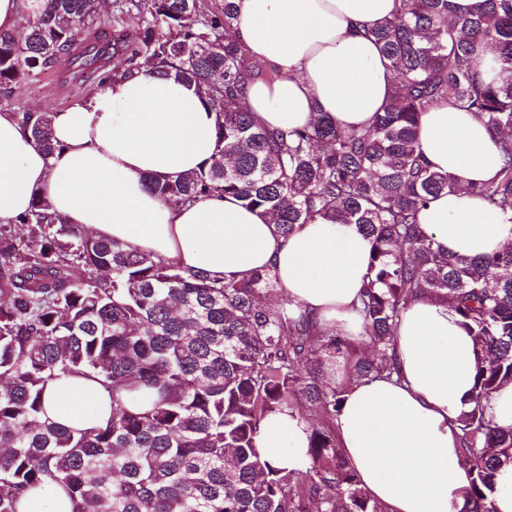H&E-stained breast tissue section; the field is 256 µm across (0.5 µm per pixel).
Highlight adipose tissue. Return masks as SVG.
Here are the masks:
<instances>
[{
  "mask_svg": "<svg viewBox=\"0 0 512 512\" xmlns=\"http://www.w3.org/2000/svg\"><path fill=\"white\" fill-rule=\"evenodd\" d=\"M237 32L266 77L251 79L245 99L255 120L292 132L321 115L367 129L384 104L391 72L362 34L396 10L397 0H236ZM216 112L185 83L156 74L115 78L85 100L53 113L60 148L46 153L10 113H0V224L17 223L35 196L97 238L171 260L214 279L270 268L293 305L319 333L360 338L359 299L368 281L370 243L353 224L315 221L286 238L272 219L231 197L174 207L149 178L197 170L216 149ZM419 143L434 169L451 174L453 192L419 214L437 246L461 258L491 255L512 243V222L472 196L491 180L498 146L470 113L444 101L420 118ZM391 353L392 379L342 382L335 418L339 446L362 487L384 512H468L471 471L455 418L475 384L472 337L441 300L425 296L404 310ZM52 421L86 429L112 414L108 389L62 375L49 382ZM257 446L272 465L303 466L306 422L286 411L261 424Z\"/></svg>",
  "mask_w": 512,
  "mask_h": 512,
  "instance_id": "1",
  "label": "adipose tissue"
}]
</instances>
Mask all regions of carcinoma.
<instances>
[{"mask_svg": "<svg viewBox=\"0 0 512 512\" xmlns=\"http://www.w3.org/2000/svg\"><path fill=\"white\" fill-rule=\"evenodd\" d=\"M99 0H46L24 39L0 31V91L63 57L98 83L116 78L104 62L124 57L122 76L174 75L217 112L216 152L191 174L152 177L171 205L237 198L272 217L288 237L316 220L355 224L372 246L360 297L365 341L381 358L354 364L359 380L396 373L388 356L406 306L448 300L478 356L469 407L456 420L471 463L469 512H493L500 469L512 465V428L489 411L512 382V245L492 256L443 252L418 222L420 210L456 188L425 159L420 116L448 100L501 136L494 179L473 189L512 222V78L483 81L489 52L512 72V0H399L394 15L366 29L393 74L389 99L369 129L323 115L285 133L256 124L244 96L261 73L236 37L234 0H112L136 12L133 35L87 32ZM50 112H18L34 142L51 153ZM19 224L0 225V512L22 495L61 487L70 512H383L367 496L328 429L308 427L305 465L265 461L256 438L270 414L300 395L336 415L341 392L325 380L352 343L321 339L317 375L298 366L316 335L311 317L279 290L271 270L213 279L100 239L66 224L37 197ZM85 276L76 279L73 270ZM60 373L112 391V417L74 431L45 417L47 383Z\"/></svg>", "mask_w": 512, "mask_h": 512, "instance_id": "obj_1", "label": "carcinoma"}]
</instances>
